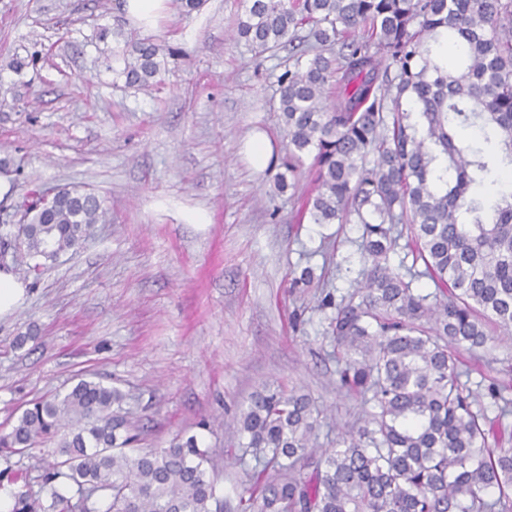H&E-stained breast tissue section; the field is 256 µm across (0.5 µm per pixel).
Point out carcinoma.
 Returning <instances> with one entry per match:
<instances>
[{
    "instance_id": "carcinoma-1",
    "label": "carcinoma",
    "mask_w": 512,
    "mask_h": 512,
    "mask_svg": "<svg viewBox=\"0 0 512 512\" xmlns=\"http://www.w3.org/2000/svg\"><path fill=\"white\" fill-rule=\"evenodd\" d=\"M235 28L256 55L286 48L294 59L280 79L277 191L295 186L310 156L316 187L302 216L361 229L355 290L321 307L334 310L340 388L371 406L317 454L309 395L255 393L238 419V461L255 460L238 509L512 512V448L502 446L512 384H490L487 407L459 359L462 348L512 343V190L492 205L477 192L512 167V0H251ZM443 35L457 54L439 65ZM110 36L123 42L126 81L156 85L165 46L105 28L98 39ZM465 128L490 130L493 149ZM20 220L0 249L24 250V277L36 280L109 217L95 194L58 188ZM421 279L433 295L415 291ZM124 401L82 377L1 431L0 452L55 445L53 459H37V479L12 493L11 512H219L197 438L135 447Z\"/></svg>"
}]
</instances>
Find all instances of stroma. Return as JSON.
<instances>
[{
	"instance_id": "1",
	"label": "stroma",
	"mask_w": 512,
	"mask_h": 512,
	"mask_svg": "<svg viewBox=\"0 0 512 512\" xmlns=\"http://www.w3.org/2000/svg\"><path fill=\"white\" fill-rule=\"evenodd\" d=\"M245 6L169 8L148 37L172 52L158 86L143 90L119 77L115 40L97 39L104 28L133 32L121 0H0V178L11 185L0 204L67 187L95 193L111 217L0 318V431L96 375L126 394L142 447L197 437L217 465L224 512H236L255 465L224 456L244 443L234 419L256 391L307 393L321 411L317 449L364 418L339 388L330 312L319 306L353 291L360 231L298 222L309 177L278 193L274 171L247 161L253 132L283 145L289 61L233 39ZM33 54L36 65L13 69ZM307 266L321 281L292 287ZM462 358L478 368L481 403L480 378H512L511 346Z\"/></svg>"
}]
</instances>
